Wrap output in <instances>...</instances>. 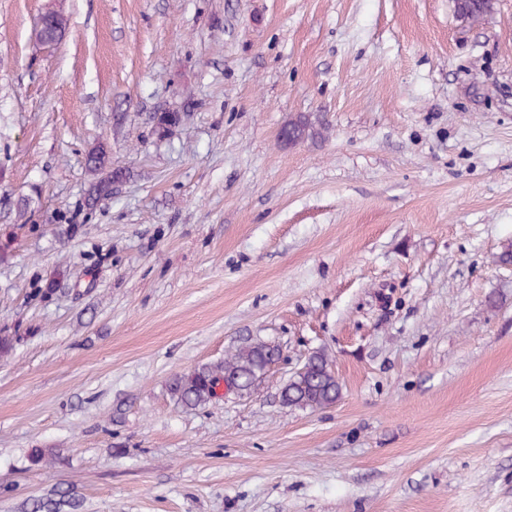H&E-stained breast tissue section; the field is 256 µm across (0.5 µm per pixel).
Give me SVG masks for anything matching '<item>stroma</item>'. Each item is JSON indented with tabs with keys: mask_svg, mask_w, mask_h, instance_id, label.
Listing matches in <instances>:
<instances>
[{
	"mask_svg": "<svg viewBox=\"0 0 512 512\" xmlns=\"http://www.w3.org/2000/svg\"><path fill=\"white\" fill-rule=\"evenodd\" d=\"M494 3L0 0V512H512ZM300 114L314 136L283 141ZM97 149L130 176L90 209ZM258 341L282 357L254 394L172 400ZM316 351L340 399L282 406ZM493 0H455L457 16L463 21H476L493 11Z\"/></svg>",
	"mask_w": 512,
	"mask_h": 512,
	"instance_id": "stroma-1",
	"label": "stroma"
}]
</instances>
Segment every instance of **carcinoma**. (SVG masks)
<instances>
[{"mask_svg": "<svg viewBox=\"0 0 512 512\" xmlns=\"http://www.w3.org/2000/svg\"><path fill=\"white\" fill-rule=\"evenodd\" d=\"M493 0H455L457 16L464 21H476L493 11ZM309 123L300 117L286 126L288 141L298 143L305 139ZM86 167L95 176L86 203L94 207L100 199L112 194V184L128 177L122 168L108 167L102 150L91 152ZM268 347L262 343H250L228 353L224 360L213 365L205 364L193 371L174 376L168 384L171 398L182 407L204 406L220 397L219 389L239 394L251 393L257 384L259 373L271 361ZM341 395L331 365L322 353L307 358L301 371L291 375L281 390V401L287 406L326 407L335 403ZM78 504L70 496L38 501L33 512H72Z\"/></svg>", "mask_w": 512, "mask_h": 512, "instance_id": "carcinoma-1", "label": "carcinoma"}]
</instances>
